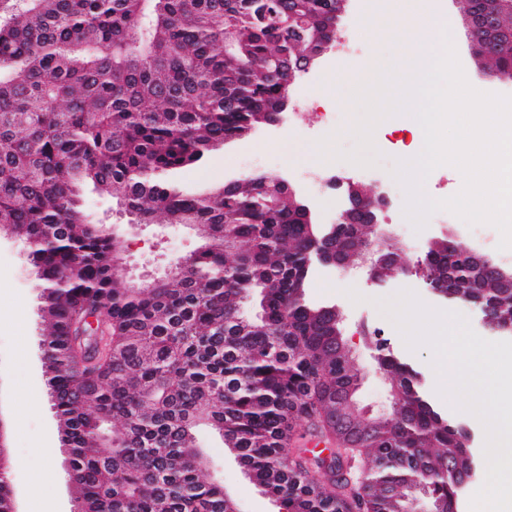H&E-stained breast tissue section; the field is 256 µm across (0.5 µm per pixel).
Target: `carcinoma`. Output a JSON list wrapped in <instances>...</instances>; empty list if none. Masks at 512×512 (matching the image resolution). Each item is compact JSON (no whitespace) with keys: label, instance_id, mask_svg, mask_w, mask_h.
Instances as JSON below:
<instances>
[{"label":"carcinoma","instance_id":"carcinoma-1","mask_svg":"<svg viewBox=\"0 0 512 512\" xmlns=\"http://www.w3.org/2000/svg\"><path fill=\"white\" fill-rule=\"evenodd\" d=\"M333 0H0V224L28 246L43 298V362L69 479L83 512H235L205 474L204 425L221 436L279 512H455L468 458L463 431L415 388L410 367L378 348L399 395L366 431L336 433V399L356 421L359 379L340 323L307 301L303 215L272 175L214 190L184 186L204 162L275 107L287 66L315 47L288 12L335 23ZM497 10L493 72L512 70V0ZM239 53H224V35ZM119 193L128 224H200L182 277L127 288L124 245L86 215L81 187ZM457 242L430 250L439 296H476L512 320V292L466 265ZM250 301L258 312L246 317ZM112 342L94 373L73 335ZM336 442L339 482L293 447L297 422Z\"/></svg>","mask_w":512,"mask_h":512}]
</instances>
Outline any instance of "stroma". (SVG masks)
<instances>
[{
	"label": "stroma",
	"mask_w": 512,
	"mask_h": 512,
	"mask_svg": "<svg viewBox=\"0 0 512 512\" xmlns=\"http://www.w3.org/2000/svg\"><path fill=\"white\" fill-rule=\"evenodd\" d=\"M404 0H350L345 15L338 23L339 32L358 33L361 52L337 61H318L324 79L315 88L308 105L302 106L293 123L260 128L249 137L229 142L214 149L206 163L187 168L178 175L186 186L211 190L225 181L248 175L243 161L256 159L261 173L288 178L300 195L308 189L300 179L304 169L320 168L358 183L365 194L388 192L389 205L381 216V228L402 251L404 274L385 279L382 284L369 282L360 268L336 270L332 279L311 280L307 299L317 305L337 306L341 315L343 338L352 355V366L360 380L358 392L363 406L373 414L392 410V396L385 374L377 367L374 342L387 340L389 347L416 374L431 404L449 422L468 434L471 460L483 455L485 431L475 420L464 417L439 396L430 365L428 348L407 349L392 321L379 309L377 302L392 297L399 290H413L428 306L458 310V303L439 298L426 287L413 269L427 244L435 238L453 236L476 250H484V236H497L493 226L475 231L473 226L447 211L436 212L426 228L415 230L405 218V192L394 179L395 159L405 157L413 143L406 127L407 118L393 116L381 121L374 132V143L382 157L377 165L363 168L342 160L321 161L316 143L330 136L337 148L351 151L356 140L351 128L359 116L358 108L349 100L350 91L359 83L372 80L381 61L398 58L402 50L390 40L383 28L386 13L402 6ZM448 28L455 36L456 53L468 82L482 86L484 92L512 96V81L491 80L478 68L459 0H445ZM292 155H285V147ZM83 207L90 219L103 223L106 229L123 241L129 273L134 277L161 276L178 258L195 251L200 240L195 233L179 224H124L115 214L112 197L99 194L92 187L82 190ZM33 266L20 242L0 240V412L9 425V452L19 460V467L9 477L16 495L19 512H41L42 499L32 495L31 479L42 475L52 498L54 512H70L73 495L64 467L63 447L57 430L46 381L40 374L43 324L38 312V291ZM356 289L362 302H353L347 289ZM200 446L209 462V475L220 481L238 512H278L273 498L263 493L245 476L234 454L225 448L221 438L209 429L199 432Z\"/></svg>",
	"instance_id": "stroma-1"
}]
</instances>
